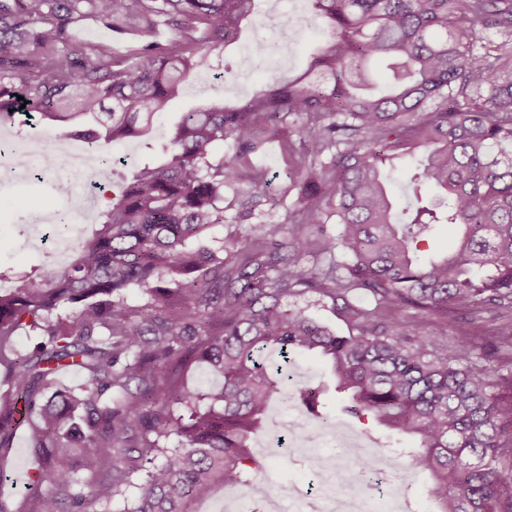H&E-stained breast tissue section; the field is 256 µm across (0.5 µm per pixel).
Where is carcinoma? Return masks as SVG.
I'll list each match as a JSON object with an SVG mask.
<instances>
[{"label": "carcinoma", "instance_id": "carcinoma-1", "mask_svg": "<svg viewBox=\"0 0 512 512\" xmlns=\"http://www.w3.org/2000/svg\"><path fill=\"white\" fill-rule=\"evenodd\" d=\"M311 6L300 22L323 25L328 39L302 73L242 103L182 113L161 157L99 212L67 265L17 274L0 292V451L22 399L38 462L20 504L0 489V512H50L45 484L83 512H112L115 497L123 512H200L226 487L249 489L260 471L252 437L273 400L326 419L324 385L290 387L264 362L300 352L327 362L343 412L415 441L407 465L431 476L437 512H512V0ZM101 8L113 28L162 24L184 32L182 45L149 43L125 66L72 42L70 21ZM258 11L259 0H0V125L24 104L87 146L141 138ZM371 59L391 72L384 94L372 92ZM268 136L288 140L296 228L284 238L269 222L258 238L238 236L229 247L240 260L229 263L224 245L206 243L224 223V188L247 183L242 221L269 181L213 153L231 139L236 157L249 156ZM411 153L405 190L416 197L430 184L436 196L405 220L383 169ZM436 224L459 228L457 248L424 259ZM130 288L143 305L126 303ZM307 291L340 303L351 332L286 304ZM464 309L455 345L425 330ZM20 330L41 338L27 354L13 348ZM195 364L220 385H185ZM66 371L83 382L62 385ZM114 448L138 449V465L124 469ZM71 449L93 475L112 460L99 488L58 466ZM366 467L347 461L336 476L351 487Z\"/></svg>", "mask_w": 512, "mask_h": 512}]
</instances>
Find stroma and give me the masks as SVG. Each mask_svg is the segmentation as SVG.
Instances as JSON below:
<instances>
[{
  "instance_id": "stroma-1",
  "label": "stroma",
  "mask_w": 512,
  "mask_h": 512,
  "mask_svg": "<svg viewBox=\"0 0 512 512\" xmlns=\"http://www.w3.org/2000/svg\"><path fill=\"white\" fill-rule=\"evenodd\" d=\"M298 17L295 0H266L261 15L244 27L237 41L222 53L221 59L226 68L223 79L210 81L202 72L193 75L182 86L171 111L154 125L147 136L113 147L112 154L118 162L100 179L99 206H106L117 185L129 182L138 166L152 152L160 150L181 112L205 99L244 100L270 85L275 78H285L301 70L310 50L322 40L323 32L318 28L303 27ZM70 35L74 41L102 46L121 59L143 41L142 35L136 31L116 34L98 13L74 19ZM258 42L266 47L265 63L244 67L243 57ZM246 163L266 170L270 197L256 206L253 218L245 223L227 221L214 226L211 235L215 240L227 241L242 234L260 235L266 221L281 223L286 233L292 229L288 212L296 201V194L288 189L287 145L277 139L269 140L263 151L248 156ZM61 175V169L57 168L51 174L31 178L26 172L0 166V271L36 274L53 264V255L41 245L42 226L36 223L35 218L65 213L76 207L82 195L81 189L75 187L68 193H59L56 186ZM324 404L330 422L337 427L359 436L376 452L385 454L391 450L393 445L387 433L373 419L358 420L345 414L342 396L329 386ZM28 448L27 430L19 428L7 451L6 468L0 473V488L17 499L23 496L26 474L34 465ZM255 454L263 465L261 481L267 487L282 488L283 493L278 500L284 512H297L306 494L318 481V462L294 452L284 443L256 449ZM386 479L404 497L408 512H433L434 504L428 495V476L412 474L400 463L387 471Z\"/></svg>"
}]
</instances>
